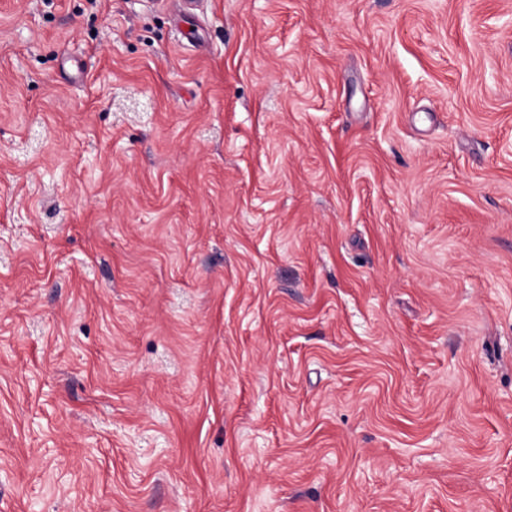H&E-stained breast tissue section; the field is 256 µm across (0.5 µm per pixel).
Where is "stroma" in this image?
<instances>
[{
	"instance_id": "1",
	"label": "stroma",
	"mask_w": 512,
	"mask_h": 512,
	"mask_svg": "<svg viewBox=\"0 0 512 512\" xmlns=\"http://www.w3.org/2000/svg\"><path fill=\"white\" fill-rule=\"evenodd\" d=\"M0 0V512H512V0Z\"/></svg>"
}]
</instances>
